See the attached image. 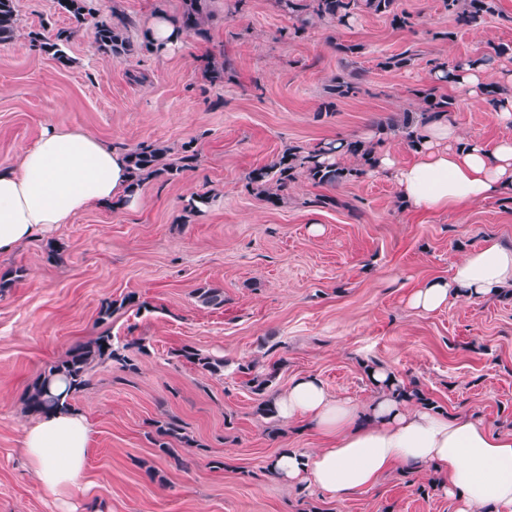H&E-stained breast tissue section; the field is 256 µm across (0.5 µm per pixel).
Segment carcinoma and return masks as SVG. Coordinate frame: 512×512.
Here are the masks:
<instances>
[{
	"label": "carcinoma",
	"instance_id": "1",
	"mask_svg": "<svg viewBox=\"0 0 512 512\" xmlns=\"http://www.w3.org/2000/svg\"><path fill=\"white\" fill-rule=\"evenodd\" d=\"M278 7L295 20L293 33L306 29L314 20L333 21L338 25L346 24L349 19L368 13L388 17L391 24L398 28H412L418 25L417 16L396 8V0H276ZM59 10L67 15L70 27L59 29L51 37L40 32L30 33L32 45L52 55L58 62L66 65L70 58L63 47L67 46L75 33L88 22H93L95 43L105 54L121 57L134 52L133 43L128 36L131 20L119 13L97 15L89 0H57ZM448 14L454 16L459 26H471L487 16L498 12L497 0H444ZM211 17L209 0H182V9L174 17L181 32L186 35L202 36ZM18 15L14 0H0V42L12 39L16 33ZM415 54L407 49L399 54L385 58L379 63L383 70H401L414 60ZM204 76L211 82L224 78V62L208 55L204 57ZM361 92L360 83L338 74L327 88V98L322 109L325 113L336 111L337 101L355 97ZM423 106L418 112H405L400 120L392 118L379 121L378 131H397L410 147L420 143L422 131L444 114H451L455 99L441 94L435 86L418 91ZM348 156L355 164L344 166L338 158ZM133 181L131 191H136L149 179L172 180L185 170L193 167L196 154L183 155L179 161L169 159V150L160 143H142L125 154ZM373 144L361 138H340L323 141L312 148L290 146L280 153L271 163L252 169L247 177V186L256 196L275 203L278 192L298 178L304 177L317 186L334 187L346 181L359 179L374 167ZM26 269L19 266L0 275V292L12 287L25 277ZM198 300L206 305L218 308L224 305V291L221 288L204 286L197 289ZM137 304L135 295L128 294L120 302L108 301L100 307L98 322L105 323L112 318L113 312L125 306ZM144 352L146 346L142 340L127 342L115 341L105 332L86 342L70 347L59 360L52 363L27 389L24 398L25 411L33 416H43L56 411L72 410V400L90 384V373L98 365L107 361L122 369H133L131 350ZM178 356L210 374L224 371V359L204 355L190 347H183ZM239 371L251 374L248 380L251 392L259 397L257 413L268 418L277 417L273 399L268 397L270 387L277 378L278 368L273 366L266 371L255 370V365L239 366ZM398 396L415 402L427 403L428 398L417 382H398L394 385ZM150 439L158 452L180 461L178 449L173 443L179 442L186 448L194 445V439L188 435L182 421L169 416L155 420Z\"/></svg>",
	"mask_w": 512,
	"mask_h": 512
}]
</instances>
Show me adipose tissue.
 <instances>
[{
    "instance_id": "adipose-tissue-1",
    "label": "adipose tissue",
    "mask_w": 512,
    "mask_h": 512,
    "mask_svg": "<svg viewBox=\"0 0 512 512\" xmlns=\"http://www.w3.org/2000/svg\"><path fill=\"white\" fill-rule=\"evenodd\" d=\"M376 172L391 177L412 211L431 213L512 192V138L495 144L465 136L440 118L412 161L379 154ZM123 154L88 133L47 128L15 168H0V254L45 236L86 210L128 199ZM512 292V248L494 238L454 264L449 278L420 283L407 298L425 313L451 301L473 303ZM274 404L283 422L306 420L327 447L282 449L270 469L284 482L347 496L396 468L434 469L457 512H512V430L469 415L398 399L380 389L367 403L332 395L313 375L294 377ZM90 428L76 412H53L24 428L21 444L43 489L70 502L86 489Z\"/></svg>"
}]
</instances>
